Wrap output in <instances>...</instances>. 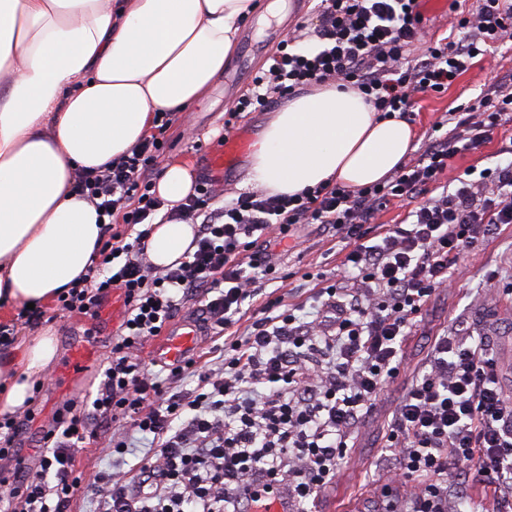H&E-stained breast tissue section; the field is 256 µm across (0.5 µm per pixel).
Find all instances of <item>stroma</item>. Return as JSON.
Masks as SVG:
<instances>
[{
	"instance_id": "1",
	"label": "stroma",
	"mask_w": 512,
	"mask_h": 512,
	"mask_svg": "<svg viewBox=\"0 0 512 512\" xmlns=\"http://www.w3.org/2000/svg\"><path fill=\"white\" fill-rule=\"evenodd\" d=\"M268 2L254 0L255 10L241 22L235 50L208 98L179 113L167 129L163 161H189L196 178L206 177L208 171L202 159L206 153L223 148L225 114L241 91L299 25L312 28L318 23L312 0H291L290 13L279 21L268 20ZM509 79L512 80V41L496 44L492 61L476 63L443 94L418 97L413 122L417 140L429 136L434 123L448 109ZM502 139L498 133L478 149L460 151L443 174V181L468 173L476 176L494 167L499 161L497 151ZM265 251L275 270L260 281L262 297L278 298L283 305L298 308L303 321H313L317 315L318 288L328 285L342 288L350 283V274L342 264L344 256L338 237L331 225H295L288 242L270 239ZM458 268L448 288L436 293L424 308L404 345L403 369L394 383L380 392L373 409L361 420L355 446L342 464L341 476L323 492L316 505L317 512H373L394 466L393 461L381 459L378 448L413 372L425 361L430 337L440 328L463 325L475 339L490 347L503 372L502 392L512 400V225L476 241L461 254ZM55 310V305H47L44 318L29 323L19 318L15 307L0 316L1 324L16 328L11 346L0 347V357L8 350L22 348L29 337L43 330H50L55 338L56 358L33 395L31 408L35 420L26 421L21 411L15 414L24 423L16 445L31 465L41 454L42 428L52 423L62 402L70 400L82 405L95 391L100 372L111 356L112 338L119 330L118 325L104 326L89 318H60ZM85 337L96 341L98 358L83 377L73 380L65 371L68 350L74 341Z\"/></svg>"
}]
</instances>
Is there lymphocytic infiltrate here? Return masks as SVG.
Masks as SVG:
<instances>
[{
  "instance_id": "f902f5d3",
  "label": "lymphocytic infiltrate",
  "mask_w": 512,
  "mask_h": 512,
  "mask_svg": "<svg viewBox=\"0 0 512 512\" xmlns=\"http://www.w3.org/2000/svg\"><path fill=\"white\" fill-rule=\"evenodd\" d=\"M448 10L457 16L452 40L427 35L420 0H319L316 27L297 34L316 46L280 48L229 117L334 84L358 91L382 116L410 118L417 94L444 93L491 44L512 40V0H478L465 15L450 0ZM174 120V113H156L155 133L129 153L102 170L75 173L76 191L105 223L97 261L60 296V309L96 316L118 288L126 318L90 408L65 403L43 430L40 473L20 483L0 472V512H69L84 481L79 451L105 443L114 457L125 456L127 442L112 430L119 419L152 435L154 446L138 467L95 475L97 512H251L260 493L276 487L295 512H313L338 480L360 419L399 375L407 336L447 287L460 254L512 223V142L505 161L478 180L440 186L459 143L477 148L512 123V85L449 109L416 158L356 192L321 184L292 195L242 192L225 203L217 180L202 178L184 203L166 209L146 173ZM394 203L407 206L406 221L383 226L367 242L364 225ZM160 213L196 227L195 251L174 268L147 258ZM297 224L333 225L345 250L354 287L316 292L328 320L301 321L273 299L231 340L220 367L204 370L190 358L161 375L144 366L137 349L160 336L192 295L203 294L216 333L236 324L271 269L257 244L271 233L286 240ZM187 377L196 386L180 388ZM261 385L268 393L258 394ZM380 453L398 462L390 482L405 512H461L468 497L449 499L452 478L490 490L496 512H512V402L487 349L460 329L432 336Z\"/></svg>"
}]
</instances>
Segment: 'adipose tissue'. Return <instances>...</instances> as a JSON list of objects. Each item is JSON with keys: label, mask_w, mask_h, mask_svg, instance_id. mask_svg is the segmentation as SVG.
I'll return each instance as SVG.
<instances>
[{"label": "adipose tissue", "mask_w": 512, "mask_h": 512, "mask_svg": "<svg viewBox=\"0 0 512 512\" xmlns=\"http://www.w3.org/2000/svg\"><path fill=\"white\" fill-rule=\"evenodd\" d=\"M254 0H0V302L41 307L96 259L95 207L73 188L149 135L159 112H183L223 76ZM415 139L357 91L317 87L288 99L251 145L249 182L270 194L320 184L357 190L393 175ZM195 173L166 163L154 183L174 207ZM193 225H155L156 267L181 262ZM56 356L53 335L0 361V414L26 408Z\"/></svg>", "instance_id": "ef3b65f1"}]
</instances>
